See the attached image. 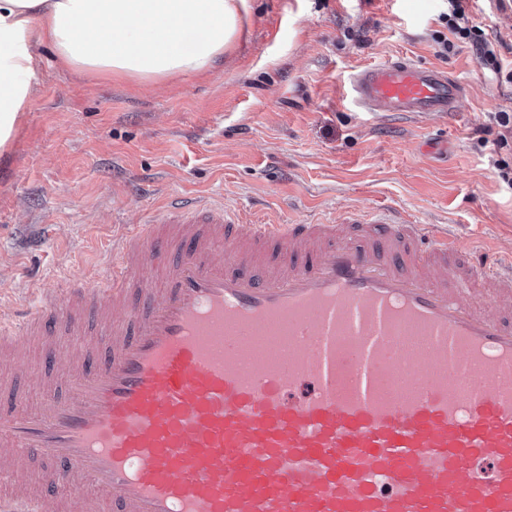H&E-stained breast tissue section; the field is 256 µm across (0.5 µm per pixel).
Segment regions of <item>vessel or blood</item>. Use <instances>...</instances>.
<instances>
[{"label": "vessel or blood", "instance_id": "1", "mask_svg": "<svg viewBox=\"0 0 512 512\" xmlns=\"http://www.w3.org/2000/svg\"><path fill=\"white\" fill-rule=\"evenodd\" d=\"M350 88L387 115L461 95L404 57ZM23 334L82 348L47 350L36 410L0 378L1 485L41 461L90 512H512V260L425 225L246 224L184 195L128 227L98 287L0 321V350Z\"/></svg>", "mask_w": 512, "mask_h": 512}]
</instances>
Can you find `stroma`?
<instances>
[{
  "instance_id": "1",
  "label": "stroma",
  "mask_w": 512,
  "mask_h": 512,
  "mask_svg": "<svg viewBox=\"0 0 512 512\" xmlns=\"http://www.w3.org/2000/svg\"><path fill=\"white\" fill-rule=\"evenodd\" d=\"M448 0H249L237 38L202 76L144 82L73 71L35 47V92L0 152V310L34 289L100 282L112 243L160 197L191 192L250 220L343 221L388 212L512 253V189L478 145L492 112L512 113V7L470 0L500 35L501 71L436 41ZM408 56L463 85L458 112L385 116L354 107L352 74ZM42 345L21 340L9 369L36 407Z\"/></svg>"
}]
</instances>
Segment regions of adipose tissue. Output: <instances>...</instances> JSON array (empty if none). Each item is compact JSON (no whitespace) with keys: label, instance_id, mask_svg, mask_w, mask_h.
Instances as JSON below:
<instances>
[{"label":"adipose tissue","instance_id":"adipose-tissue-1","mask_svg":"<svg viewBox=\"0 0 512 512\" xmlns=\"http://www.w3.org/2000/svg\"><path fill=\"white\" fill-rule=\"evenodd\" d=\"M247 0H0V149L34 90L35 44L77 71L142 81L211 71Z\"/></svg>","mask_w":512,"mask_h":512}]
</instances>
